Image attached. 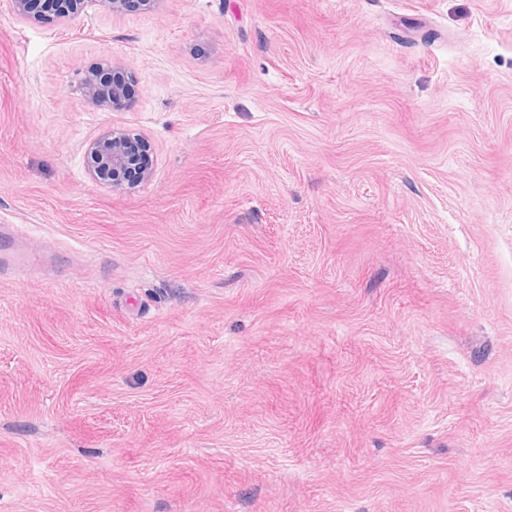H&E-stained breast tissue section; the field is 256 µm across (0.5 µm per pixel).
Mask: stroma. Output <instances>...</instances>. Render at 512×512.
<instances>
[{
	"instance_id": "35a3bbf8",
	"label": "stroma",
	"mask_w": 512,
	"mask_h": 512,
	"mask_svg": "<svg viewBox=\"0 0 512 512\" xmlns=\"http://www.w3.org/2000/svg\"><path fill=\"white\" fill-rule=\"evenodd\" d=\"M2 226L0 512H512V0H0ZM68 2V3H67ZM156 0H11L12 8L17 17L22 20L34 21L41 24H54L64 16L60 15L61 5H70L71 19L86 7L109 14H119L131 7H150ZM136 76L112 60L99 64L83 73L80 93L89 104L95 107L116 108L123 106L129 88H134ZM149 146L142 138L123 128H112L89 144L86 151V167L90 177L112 188H123L126 175L133 172L138 179H148L152 174L149 166ZM112 174V180L109 179ZM117 176V178H114Z\"/></svg>"
}]
</instances>
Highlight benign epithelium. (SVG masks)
Here are the masks:
<instances>
[{
  "mask_svg": "<svg viewBox=\"0 0 512 512\" xmlns=\"http://www.w3.org/2000/svg\"><path fill=\"white\" fill-rule=\"evenodd\" d=\"M156 0H11L12 8L22 20L41 24H54L62 19L60 5L71 6V18L92 7L100 12L119 14L131 7L151 6ZM136 76L121 65L106 61L83 73L80 93L95 107L116 108L127 100L128 89L135 86ZM86 167L90 177L102 184L120 190L133 172L140 179L152 174L149 166L148 145L142 138L123 128L104 132L89 144L86 151Z\"/></svg>",
  "mask_w": 512,
  "mask_h": 512,
  "instance_id": "1",
  "label": "benign epithelium"
}]
</instances>
